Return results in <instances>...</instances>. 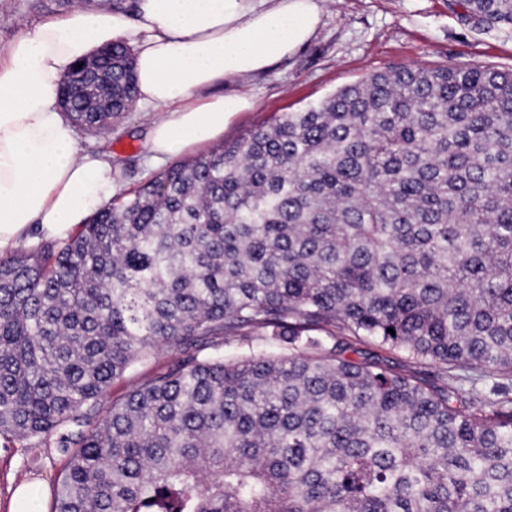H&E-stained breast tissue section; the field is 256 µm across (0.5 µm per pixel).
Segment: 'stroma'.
<instances>
[{
    "instance_id": "35a3bbf8",
    "label": "stroma",
    "mask_w": 512,
    "mask_h": 512,
    "mask_svg": "<svg viewBox=\"0 0 512 512\" xmlns=\"http://www.w3.org/2000/svg\"><path fill=\"white\" fill-rule=\"evenodd\" d=\"M321 22L310 43L246 87L249 111L225 126L221 142L269 122L275 114L299 112L337 89L392 67H444L471 62L512 68V29L476 27L452 0H319ZM65 14L54 0H0V53L26 27ZM154 113L134 107L111 130H78L82 150L109 154L120 191L137 190L160 165L147 160ZM67 457L55 446H12L0 439V512H9L14 492L27 487L33 512H53Z\"/></svg>"
}]
</instances>
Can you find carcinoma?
Listing matches in <instances>:
<instances>
[{
	"instance_id": "cac0c4a2",
	"label": "carcinoma",
	"mask_w": 512,
	"mask_h": 512,
	"mask_svg": "<svg viewBox=\"0 0 512 512\" xmlns=\"http://www.w3.org/2000/svg\"><path fill=\"white\" fill-rule=\"evenodd\" d=\"M80 64L73 122L134 107L127 41ZM0 437L66 454L54 512H512V70L374 73L0 257ZM360 347L366 351V354L375 357V359H379L383 365H387L395 371L410 373L415 370V364L397 351L385 350L368 345ZM178 355L164 354L159 358L152 360L136 368L132 373L128 374L123 379L116 381L112 385V389L104 396L103 405L106 409L112 399L122 396L126 391L138 385L142 381L154 377L157 373L167 369L176 359Z\"/></svg>"
}]
</instances>
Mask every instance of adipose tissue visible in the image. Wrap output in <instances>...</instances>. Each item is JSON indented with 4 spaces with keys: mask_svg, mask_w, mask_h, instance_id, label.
<instances>
[{
    "mask_svg": "<svg viewBox=\"0 0 512 512\" xmlns=\"http://www.w3.org/2000/svg\"><path fill=\"white\" fill-rule=\"evenodd\" d=\"M320 20L316 0H137L129 20L76 8L35 24L0 53V251L32 232L66 238L116 193L111 159L83 152L58 101L75 62L131 40L161 162L220 136L252 106L246 83L302 50Z\"/></svg>",
    "mask_w": 512,
    "mask_h": 512,
    "instance_id": "obj_1",
    "label": "adipose tissue"
}]
</instances>
